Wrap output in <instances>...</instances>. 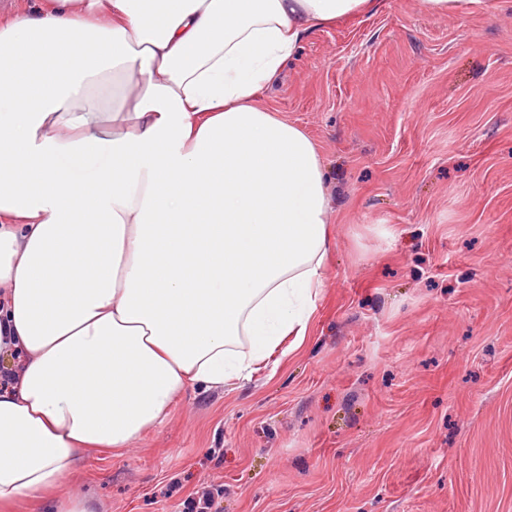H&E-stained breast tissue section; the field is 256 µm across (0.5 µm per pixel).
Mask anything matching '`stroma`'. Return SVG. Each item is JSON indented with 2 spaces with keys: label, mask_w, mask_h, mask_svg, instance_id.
I'll return each instance as SVG.
<instances>
[{
  "label": "stroma",
  "mask_w": 512,
  "mask_h": 512,
  "mask_svg": "<svg viewBox=\"0 0 512 512\" xmlns=\"http://www.w3.org/2000/svg\"><path fill=\"white\" fill-rule=\"evenodd\" d=\"M313 30L260 106L319 146L333 247L310 336L188 389L58 492L96 512H512V0Z\"/></svg>",
  "instance_id": "obj_1"
}]
</instances>
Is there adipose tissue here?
Wrapping results in <instances>:
<instances>
[{"mask_svg": "<svg viewBox=\"0 0 512 512\" xmlns=\"http://www.w3.org/2000/svg\"><path fill=\"white\" fill-rule=\"evenodd\" d=\"M376 0H40L0 19V512L190 387L301 347L331 250L319 147L257 103ZM95 160L90 177L78 166Z\"/></svg>", "mask_w": 512, "mask_h": 512, "instance_id": "ef3b65f1", "label": "adipose tissue"}]
</instances>
